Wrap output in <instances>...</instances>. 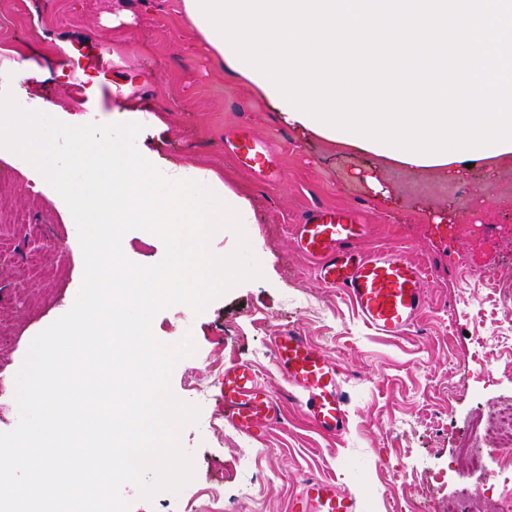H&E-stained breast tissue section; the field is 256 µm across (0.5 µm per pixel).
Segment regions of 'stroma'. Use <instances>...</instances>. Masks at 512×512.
<instances>
[{"mask_svg": "<svg viewBox=\"0 0 512 512\" xmlns=\"http://www.w3.org/2000/svg\"><path fill=\"white\" fill-rule=\"evenodd\" d=\"M22 58L30 64L23 88L62 105L58 120L108 123L113 107L130 106L126 121L143 125L139 151L212 169L254 210L244 231L262 278L237 285L202 314L178 304L153 319L158 341L173 345L188 335L196 348L171 374L174 394L200 408L197 423L181 432L195 478L179 494L149 500L124 485L130 512H205L211 486L220 512H291L314 476L335 480L358 512H448L465 485L464 449L480 444L474 424L512 404V346L480 340L503 302H512V168L477 163L448 180L382 167L373 155L296 133L196 45L180 0H26L21 12L14 0H0V69ZM241 128L273 156L276 178L239 164L227 138ZM373 174L384 194L368 186ZM317 205L359 208L363 251L421 262L427 304L402 336L369 329L298 251L293 226ZM457 206L467 208L474 233L456 231ZM121 248L143 266L165 253L158 236L138 229ZM83 271L66 203L52 190L33 192L22 162L0 157V432L18 422L15 376L32 339L69 311ZM286 326L340 365L349 409L342 437L320 435L289 397L271 351L272 336ZM478 360L489 374L469 376ZM242 362L281 400V419L262 440L217 422L208 392L216 367Z\"/></svg>", "mask_w": 512, "mask_h": 512, "instance_id": "obj_1", "label": "stroma"}]
</instances>
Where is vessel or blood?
<instances>
[{"mask_svg": "<svg viewBox=\"0 0 512 512\" xmlns=\"http://www.w3.org/2000/svg\"><path fill=\"white\" fill-rule=\"evenodd\" d=\"M232 147L239 162L262 172L271 160L248 131L236 134ZM366 234L358 209L315 207L294 227L299 250L311 259L320 282L342 291L363 323L385 337H396L414 324L425 306L419 263L389 251L366 254L359 243ZM272 355L291 394L323 436H342L349 424L339 388V366L308 337L286 327L272 341ZM220 402L226 423L258 438L281 417L278 399L249 364L226 367ZM299 512H356L353 498L334 480H305L297 500Z\"/></svg>", "mask_w": 512, "mask_h": 512, "instance_id": "b4317fda", "label": "vessel or blood"}]
</instances>
